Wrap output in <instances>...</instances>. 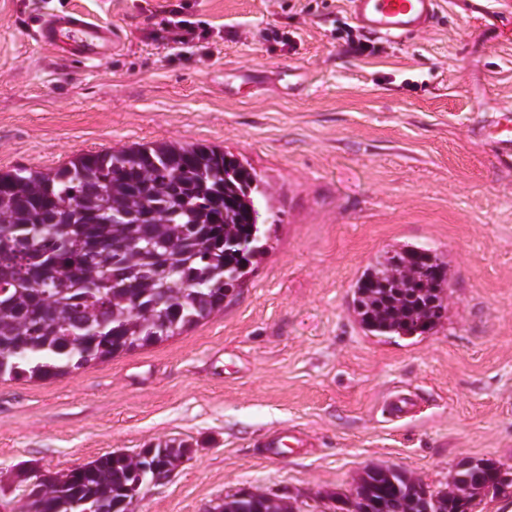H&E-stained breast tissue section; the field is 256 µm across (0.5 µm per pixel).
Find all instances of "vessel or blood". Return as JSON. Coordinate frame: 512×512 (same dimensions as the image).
<instances>
[{"instance_id":"obj_1","label":"vessel or blood","mask_w":512,"mask_h":512,"mask_svg":"<svg viewBox=\"0 0 512 512\" xmlns=\"http://www.w3.org/2000/svg\"><path fill=\"white\" fill-rule=\"evenodd\" d=\"M357 25L369 36L389 40L410 39L427 30L437 17L439 0H347ZM38 40L62 57L101 61L112 54L110 24L63 10L43 17ZM496 155L512 159V113H501L485 131Z\"/></svg>"}]
</instances>
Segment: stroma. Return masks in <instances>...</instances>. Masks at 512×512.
Segmentation results:
<instances>
[{
  "instance_id": "obj_1",
  "label": "stroma",
  "mask_w": 512,
  "mask_h": 512,
  "mask_svg": "<svg viewBox=\"0 0 512 512\" xmlns=\"http://www.w3.org/2000/svg\"><path fill=\"white\" fill-rule=\"evenodd\" d=\"M206 38L173 43L178 2ZM111 23L110 59H64L48 13ZM347 0H0V169L51 172L137 143L247 161L268 251L221 311L167 341L43 381L0 380V512L21 468L193 452L135 512H210L240 488L323 512L370 465L447 489L462 459L512 475V166L483 126L512 108V0H440L418 37L349 54ZM448 263L430 333L365 335L352 285L403 245ZM413 399L402 418L395 397ZM302 435L271 456L266 440ZM146 448L153 449L155 455L162 458L163 463L170 467L168 471H174L184 458H188L191 446L181 441L150 444Z\"/></svg>"
}]
</instances>
